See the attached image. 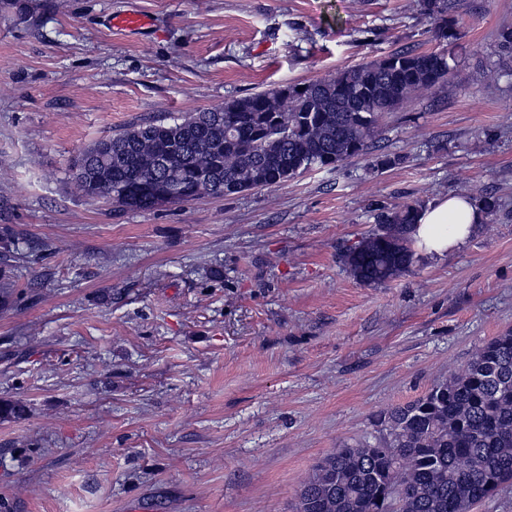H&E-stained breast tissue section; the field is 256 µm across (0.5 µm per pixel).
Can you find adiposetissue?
<instances>
[{
	"label": "adipose tissue",
	"mask_w": 512,
	"mask_h": 512,
	"mask_svg": "<svg viewBox=\"0 0 512 512\" xmlns=\"http://www.w3.org/2000/svg\"><path fill=\"white\" fill-rule=\"evenodd\" d=\"M480 219V210L470 200L445 197L420 212L414 237L424 253L441 256L462 245Z\"/></svg>",
	"instance_id": "obj_1"
}]
</instances>
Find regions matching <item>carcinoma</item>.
Listing matches in <instances>:
<instances>
[{
	"label": "carcinoma",
	"instance_id": "carcinoma-1",
	"mask_svg": "<svg viewBox=\"0 0 512 512\" xmlns=\"http://www.w3.org/2000/svg\"><path fill=\"white\" fill-rule=\"evenodd\" d=\"M436 40L459 39L458 0H416ZM502 69L512 72V27L499 29ZM446 49L395 51L315 81L284 84L170 122L152 120L97 140L73 159L85 197L122 210H152L281 185L335 168L375 148L380 119L422 88H448ZM418 201L381 216L342 255L359 282L412 271ZM15 256L0 253V303ZM23 402L0 401V420ZM379 435L324 457L301 487L294 512H471L512 482V332L493 337L449 378L378 415Z\"/></svg>",
	"mask_w": 512,
	"mask_h": 512
}]
</instances>
